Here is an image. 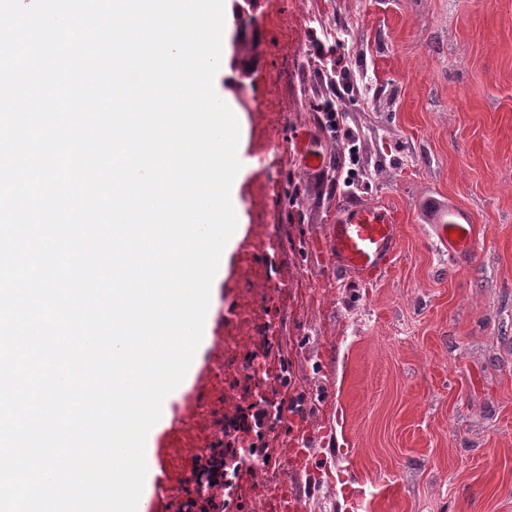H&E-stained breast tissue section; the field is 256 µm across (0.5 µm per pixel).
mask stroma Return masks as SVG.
Returning <instances> with one entry per match:
<instances>
[{
    "instance_id": "stroma-1",
    "label": "stroma",
    "mask_w": 512,
    "mask_h": 512,
    "mask_svg": "<svg viewBox=\"0 0 512 512\" xmlns=\"http://www.w3.org/2000/svg\"><path fill=\"white\" fill-rule=\"evenodd\" d=\"M257 16L262 52L236 104L247 156L268 162L240 182L247 223L215 283L213 344L154 441L151 512H175L205 453L210 424L188 414L250 402L223 354L242 315L276 327L308 449L293 459L279 425L276 464L242 512H267L284 486L305 494L304 512H512V0H257ZM346 26L354 45L336 42ZM331 100L344 111L334 132ZM305 134L329 174L357 166L356 200L403 212L380 284L332 272L321 236L342 197L305 168ZM276 135L289 147L272 156ZM436 199L471 213L469 262L437 247Z\"/></svg>"
}]
</instances>
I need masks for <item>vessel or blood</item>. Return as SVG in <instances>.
I'll use <instances>...</instances> for the list:
<instances>
[{
  "mask_svg": "<svg viewBox=\"0 0 512 512\" xmlns=\"http://www.w3.org/2000/svg\"><path fill=\"white\" fill-rule=\"evenodd\" d=\"M401 214L383 201L341 203L323 236L333 270L351 274L358 281H381L400 253ZM432 229L439 246L466 258L476 248L475 228L468 215L457 212L440 218Z\"/></svg>",
  "mask_w": 512,
  "mask_h": 512,
  "instance_id": "b4317fda",
  "label": "vessel or blood"
}]
</instances>
